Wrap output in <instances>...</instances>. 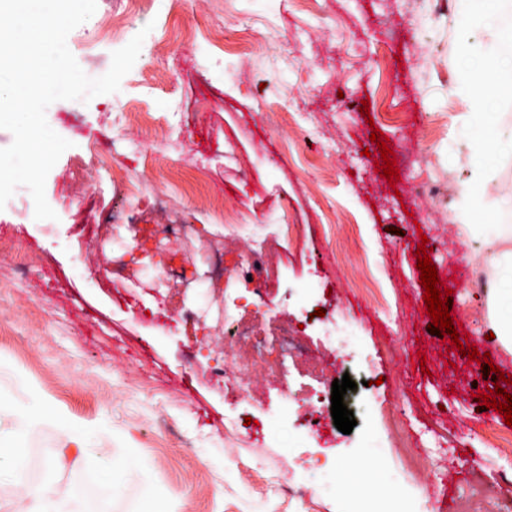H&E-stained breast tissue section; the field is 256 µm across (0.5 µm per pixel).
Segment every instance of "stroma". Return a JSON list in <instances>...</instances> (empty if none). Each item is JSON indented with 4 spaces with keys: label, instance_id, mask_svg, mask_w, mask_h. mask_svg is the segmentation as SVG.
I'll use <instances>...</instances> for the list:
<instances>
[{
    "label": "stroma",
    "instance_id": "1",
    "mask_svg": "<svg viewBox=\"0 0 512 512\" xmlns=\"http://www.w3.org/2000/svg\"><path fill=\"white\" fill-rule=\"evenodd\" d=\"M464 13V0H187L178 10L97 0L67 38L82 70L102 76L143 30L140 55L118 92L47 108L71 143L46 179L56 219H35L23 186L0 210V394L15 409L0 428L19 431L28 483L59 451L75 453L58 427L22 422L38 406L91 429L99 454L145 463L109 512H137L148 480L188 512H352L341 477L357 464L379 457L383 484L401 477L383 402L430 459L424 486L403 492L434 489V512H457L482 480L512 469L478 425L486 417L505 429L504 414L477 401L512 395V346L492 335L500 285L488 262L512 252V233L495 221L512 204V151L491 162L483 210L468 211L476 103L458 87ZM92 142L115 147L111 166L135 197L95 164L76 171ZM385 158L396 178L385 177ZM424 181L435 190L425 201L413 194ZM228 222L239 227L232 240ZM170 223L188 231L170 258L184 276L165 290L130 263L128 233L150 229L146 248L162 250L153 227ZM287 223L291 237H275L266 257L275 277L213 287L207 257L234 267L250 236ZM204 224L213 232L197 235ZM420 248L450 306L469 310L453 320L459 345L431 326ZM477 267L483 294L468 286ZM184 307L194 314L185 323ZM243 311L299 326L334 363L324 379L287 363L289 388L308 389L318 417L277 384L257 400L213 375L217 359H234L224 320ZM340 321L353 339L339 351L328 332ZM475 349L485 360L469 359ZM346 374L357 385L344 397L357 421L348 434L331 416L332 382ZM313 456L325 468H312ZM288 480L306 496L288 497Z\"/></svg>",
    "mask_w": 512,
    "mask_h": 512
}]
</instances>
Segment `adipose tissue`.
I'll use <instances>...</instances> for the list:
<instances>
[{"mask_svg": "<svg viewBox=\"0 0 512 512\" xmlns=\"http://www.w3.org/2000/svg\"><path fill=\"white\" fill-rule=\"evenodd\" d=\"M471 22L487 15L495 16L499 25L494 33V51L482 53L462 48L458 70L464 90L479 104L469 120L480 132L471 142V158L480 175L466 198L471 208L483 205L492 182L488 172L491 156L500 152L502 142L486 125L489 111L499 99L512 96V0H468ZM68 442L78 448L74 465L79 472L76 482L58 492V469L48 470L41 486L23 481V455L12 432L0 430V486H12L14 494L26 504L25 512H102L105 499L119 494L126 477L139 462L133 457L106 459L99 457L90 443L86 428L65 426Z\"/></svg>", "mask_w": 512, "mask_h": 512, "instance_id": "ef3b65f1", "label": "adipose tissue"}]
</instances>
